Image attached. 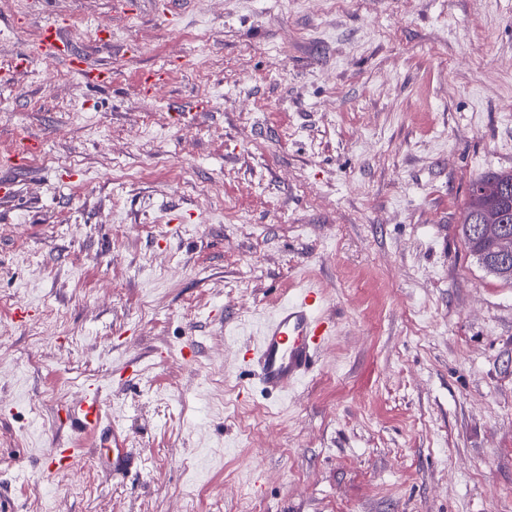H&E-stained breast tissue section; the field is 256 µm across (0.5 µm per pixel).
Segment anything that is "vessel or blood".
<instances>
[{"mask_svg":"<svg viewBox=\"0 0 512 512\" xmlns=\"http://www.w3.org/2000/svg\"><path fill=\"white\" fill-rule=\"evenodd\" d=\"M40 49L49 59L67 62L86 84L104 87L111 83L110 70L86 66L58 21L42 27ZM322 303L323 297L317 289L306 288L260 323L252 357L257 362L258 379L265 392L285 393L314 369L321 349L333 331L331 321L319 312ZM66 417L78 432L97 431L115 438L117 427L106 423L103 404L96 394H86L67 406ZM133 459V449L115 438L110 462L113 472H124Z\"/></svg>","mask_w":512,"mask_h":512,"instance_id":"1","label":"vessel or blood"}]
</instances>
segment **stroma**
Instances as JSON below:
<instances>
[{
	"mask_svg": "<svg viewBox=\"0 0 512 512\" xmlns=\"http://www.w3.org/2000/svg\"><path fill=\"white\" fill-rule=\"evenodd\" d=\"M56 16L109 87L45 60ZM19 131L0 512H512V281L460 232L512 169V0H0ZM308 287L335 332L268 394L242 351ZM91 389L131 473L66 420Z\"/></svg>",
	"mask_w": 512,
	"mask_h": 512,
	"instance_id": "35a3bbf8",
	"label": "stroma"
}]
</instances>
